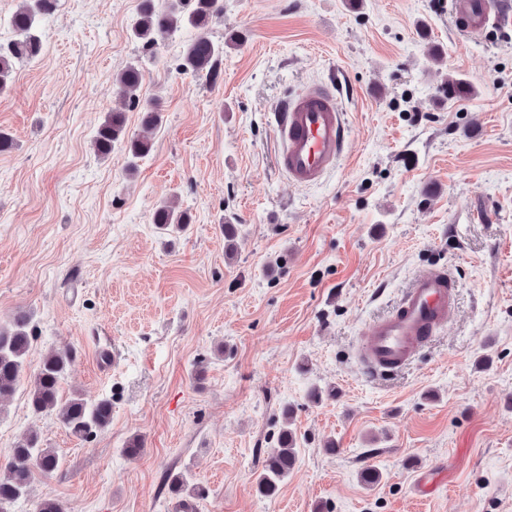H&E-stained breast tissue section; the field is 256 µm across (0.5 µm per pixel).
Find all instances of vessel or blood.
<instances>
[{
	"mask_svg": "<svg viewBox=\"0 0 512 512\" xmlns=\"http://www.w3.org/2000/svg\"><path fill=\"white\" fill-rule=\"evenodd\" d=\"M449 15L459 32L478 39L489 25H512V0H450ZM338 93L334 83H317L286 98L275 110L276 162L291 184H317L341 160L348 125L337 104ZM454 310L455 285L448 270L420 271L396 310L377 320L362 338L361 365L376 373L405 365L447 325Z\"/></svg>",
	"mask_w": 512,
	"mask_h": 512,
	"instance_id": "b4317fda",
	"label": "vessel or blood"
}]
</instances>
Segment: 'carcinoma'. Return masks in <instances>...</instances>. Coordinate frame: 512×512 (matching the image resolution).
I'll use <instances>...</instances> for the list:
<instances>
[{
	"mask_svg": "<svg viewBox=\"0 0 512 512\" xmlns=\"http://www.w3.org/2000/svg\"><path fill=\"white\" fill-rule=\"evenodd\" d=\"M165 9L159 10L155 0H140L138 17L132 26V35L147 50L153 48V35L157 31L172 33L190 30L192 37L186 42L178 69L194 75L206 74L217 81L216 64L224 54V45L215 42L208 29L214 16L220 11L218 0H167ZM56 0H22L12 15L10 26L14 39L0 44V91L7 88L14 65L17 62L35 61L43 51L39 26L42 19L55 9ZM145 72L138 65L126 67L116 78L118 90L126 96L130 105L143 112L144 123L156 127L161 122L156 103L143 101L138 95ZM96 152L109 157L117 149L125 152L127 168L135 169V160L147 156L152 150L148 139H130L126 136V119L122 112H108L94 135ZM153 222L168 233L186 231L189 217L171 205L156 208ZM30 316H17L12 327L0 328V404L20 388H25L28 404L35 414L54 413L78 437H86L96 430L106 428L112 420V402L108 399L89 401L80 394L60 402L59 392L72 354L68 351L47 354L32 372L27 370V355L33 334L29 331ZM297 462V438L288 427L280 430L276 446L267 453L260 477L259 489L272 496L278 483L288 477ZM60 458L55 449L46 448L36 432L29 433L11 449L7 464L0 470V512L29 494L36 472L49 474L55 471ZM170 489L180 495L189 491L204 494L203 488L190 483L184 474L171 477Z\"/></svg>",
	"mask_w": 512,
	"mask_h": 512,
	"instance_id": "obj_1",
	"label": "carcinoma"
}]
</instances>
